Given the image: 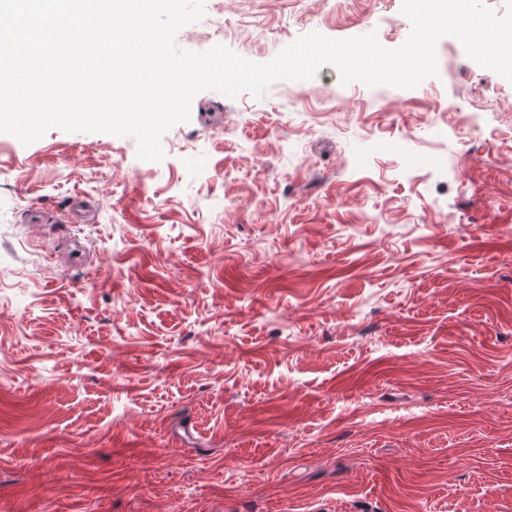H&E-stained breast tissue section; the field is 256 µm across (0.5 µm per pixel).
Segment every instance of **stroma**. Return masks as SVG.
<instances>
[{
  "label": "stroma",
  "instance_id": "1",
  "mask_svg": "<svg viewBox=\"0 0 512 512\" xmlns=\"http://www.w3.org/2000/svg\"><path fill=\"white\" fill-rule=\"evenodd\" d=\"M402 0H205L270 62ZM323 66L162 138L0 133V512H512V82Z\"/></svg>",
  "mask_w": 512,
  "mask_h": 512
}]
</instances>
